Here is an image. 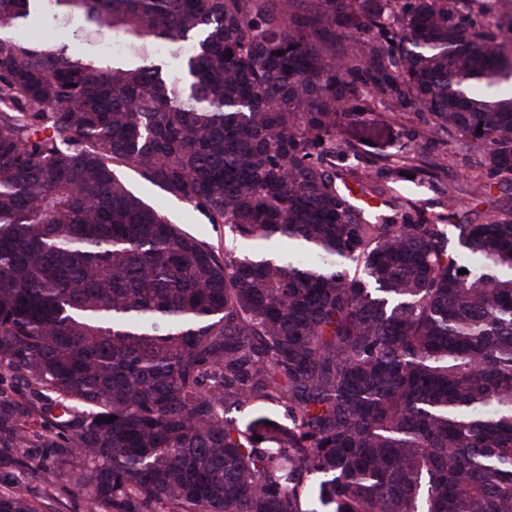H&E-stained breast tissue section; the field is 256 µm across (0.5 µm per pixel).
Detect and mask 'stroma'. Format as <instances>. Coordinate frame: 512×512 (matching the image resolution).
<instances>
[{
  "label": "stroma",
  "mask_w": 512,
  "mask_h": 512,
  "mask_svg": "<svg viewBox=\"0 0 512 512\" xmlns=\"http://www.w3.org/2000/svg\"><path fill=\"white\" fill-rule=\"evenodd\" d=\"M355 132L366 141L361 156L352 160L367 188L359 195L358 205L372 206L375 214L392 219L406 213L447 225L483 224L495 216L512 217V187L490 182L477 156L454 152L447 137L428 134L415 114L396 118L378 104ZM420 152L427 162L414 170L411 181H385L382 165H404ZM119 175L134 194L170 222L214 246L239 250V242L227 227L210 223L201 210L146 183L130 170H120ZM58 414L54 407L24 421L16 450L0 459V493L22 492L37 512H87L83 494L73 485L75 464L60 463L47 448L56 433ZM39 466L55 472V479H40L35 472Z\"/></svg>",
  "instance_id": "stroma-1"
}]
</instances>
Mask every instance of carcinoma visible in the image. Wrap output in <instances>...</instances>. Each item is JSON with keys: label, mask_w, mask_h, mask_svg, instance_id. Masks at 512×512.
Instances as JSON below:
<instances>
[{"label": "carcinoma", "mask_w": 512, "mask_h": 512, "mask_svg": "<svg viewBox=\"0 0 512 512\" xmlns=\"http://www.w3.org/2000/svg\"><path fill=\"white\" fill-rule=\"evenodd\" d=\"M510 79L512 0H0V371L69 415L98 512H512V218L452 253L336 147L387 103L512 185ZM33 408L0 400V455ZM117 174L127 183L131 191L144 201L155 207L170 222L177 224L186 232L207 241L208 243L243 252L239 242L232 239L224 224H210L204 212L171 197L158 187L142 180L136 173L127 169H118Z\"/></svg>", "instance_id": "carcinoma-1"}]
</instances>
